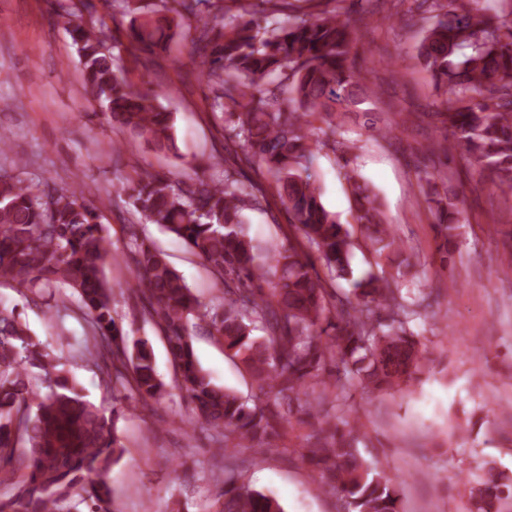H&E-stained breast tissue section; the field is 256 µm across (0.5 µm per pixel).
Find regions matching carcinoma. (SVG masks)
<instances>
[{
    "label": "carcinoma",
    "instance_id": "obj_1",
    "mask_svg": "<svg viewBox=\"0 0 512 512\" xmlns=\"http://www.w3.org/2000/svg\"><path fill=\"white\" fill-rule=\"evenodd\" d=\"M345 0H325L311 20L290 0H177L158 9L150 0H68L56 13L76 48L88 100L107 121L153 150L175 149L172 113L160 103L169 88H138L113 68L110 24L126 20L132 53L165 51L190 40L212 89L206 107L239 152L224 159V178L136 171L123 188L140 223L156 224L201 259L222 288V302L201 301L166 255L128 224L127 249L136 271L122 286L141 296L175 370V387L193 416L231 448L258 450L282 436V408L297 404L317 420L301 455L339 490L348 512H402L398 483L359 454L360 429L322 421L316 407L344 391L347 376L364 389L388 391L419 379L423 356L408 323L421 301L405 300L395 283L368 273L353 278L355 244L321 202L314 171L340 140L345 118L360 103L354 69L356 32ZM422 0L434 22L423 31L417 58L442 98L432 114L445 131L430 154L468 155L491 182L512 191V0ZM356 222L371 248L411 272L413 256L384 223L377 196L353 169ZM439 227L437 251L447 263L462 224L455 197L426 193ZM276 200L291 215L281 245L257 243L244 211ZM92 201L71 185L40 188L0 169V286L73 302L92 329L83 355L102 369L112 390L147 405L167 394L146 337L128 339L113 316L114 286L106 269L111 239ZM322 269H317L316 264ZM351 290L336 288V280ZM261 329L262 336L253 335ZM250 369L265 398L249 407L199 365L198 334ZM43 372L48 392L33 385ZM118 410L90 402L47 347L31 336L17 309L0 303V512H109L103 479L124 456L116 435ZM215 512H283L272 495L238 483L234 470L214 477ZM469 512H512V476L489 466L469 487Z\"/></svg>",
    "mask_w": 512,
    "mask_h": 512
}]
</instances>
